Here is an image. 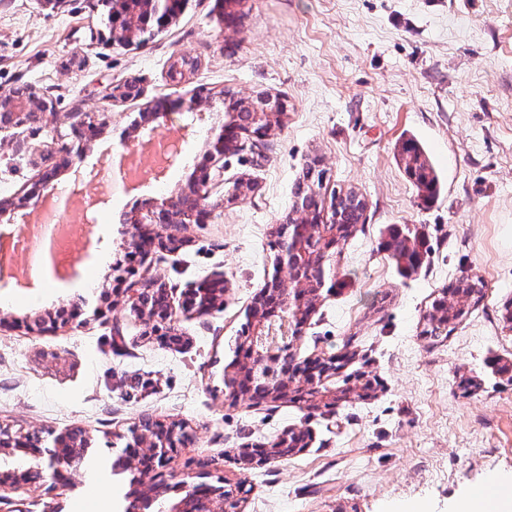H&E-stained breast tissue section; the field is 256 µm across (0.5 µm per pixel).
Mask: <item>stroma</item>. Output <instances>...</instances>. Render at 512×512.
I'll return each mask as SVG.
<instances>
[{"mask_svg": "<svg viewBox=\"0 0 512 512\" xmlns=\"http://www.w3.org/2000/svg\"><path fill=\"white\" fill-rule=\"evenodd\" d=\"M110 0H0V93L31 90L51 101L37 120L0 128V201L36 218L48 196L71 202L72 224L94 222L56 286L0 288V427L60 433L78 426L92 450L120 449L142 418L183 425L193 436L174 470L249 489L241 512H455L489 476L512 475V0H188L182 14L140 45L114 39ZM264 95L286 103L263 154L225 152L204 189L205 223L189 225L175 252L147 261L174 303L206 281L224 294L200 314L177 312V341L163 342L123 302L119 269L150 199L180 191L208 165L209 142L232 120L229 100ZM210 99L220 120L182 145L183 165L154 178V159L134 135L156 102ZM92 112L101 133L84 148L82 192L72 170L47 168L62 118ZM414 138L444 188L421 199L397 151ZM325 174L324 197L354 190L366 223L339 243L302 327L299 358L347 354L323 388L372 378L369 396L319 409L282 398H231L225 385L246 312L274 274L275 231L309 163ZM235 200H228L231 190ZM422 236L418 272L389 260L393 232ZM481 277L485 296L425 335L441 288ZM71 326L37 331L74 299ZM477 388L466 391L463 379ZM304 429L288 459L241 467L238 448L267 446ZM104 497L91 466L70 482L19 481L7 491L31 512H126V475Z\"/></svg>", "mask_w": 512, "mask_h": 512, "instance_id": "35a3bbf8", "label": "stroma"}]
</instances>
